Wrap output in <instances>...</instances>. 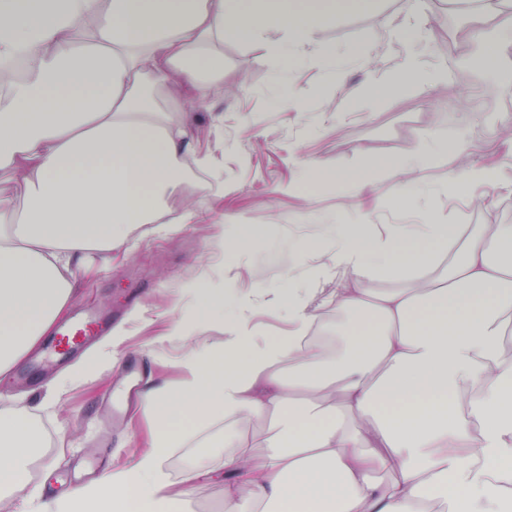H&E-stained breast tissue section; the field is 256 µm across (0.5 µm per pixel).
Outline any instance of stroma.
<instances>
[{
    "label": "stroma",
    "instance_id": "stroma-1",
    "mask_svg": "<svg viewBox=\"0 0 512 512\" xmlns=\"http://www.w3.org/2000/svg\"><path fill=\"white\" fill-rule=\"evenodd\" d=\"M417 14L427 28L419 62L425 70L448 73L447 87L400 92L370 106L359 102L369 68L391 73L407 52L394 35L403 21L399 0H371L365 10L341 15L322 31L324 40L345 51L344 79L334 85L310 66L280 76L278 63L254 45L225 43L224 91L213 99L212 112L193 118L224 184L219 205L225 219L258 225L262 235L224 252L214 243L219 229L209 214L175 228L148 225L110 266L78 276L70 314L115 313L117 337L103 336L91 345V352H109L95 372L74 375V361L59 365L36 349L0 378V397L30 411L43 433L26 486L9 499L11 512L32 508V489L45 499L57 496L88 484L83 466L109 470L145 447L149 423L137 399L125 403L116 424L112 392L129 360L142 364L143 381L181 378L183 342L169 327L195 308L190 284L223 287L226 319L259 326L269 336L287 330L288 315L274 310L273 301L307 276L311 252L324 244L325 225L351 221L348 200L332 174L356 154L385 164L433 137L464 146L471 163L497 162L503 173V188L471 186L453 198L442 186L455 175L457 162L444 158L431 163L427 187L409 207L391 196L389 181L369 173L367 198L377 208L378 223L421 224L439 210L457 224H512V143L492 135L503 114L512 113V68L486 72L480 46L465 40L459 17L444 0H423ZM478 84L486 87L482 104L462 111L453 89L470 93ZM134 292L139 300L132 305ZM223 434L218 422L201 435H188L164 463L169 480L185 493L186 512H213L224 500L223 483L188 479L184 467L186 458L209 444L215 467L223 468L224 451L216 446Z\"/></svg>",
    "mask_w": 512,
    "mask_h": 512
}]
</instances>
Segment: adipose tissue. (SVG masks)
<instances>
[{
  "label": "adipose tissue",
  "mask_w": 512,
  "mask_h": 512,
  "mask_svg": "<svg viewBox=\"0 0 512 512\" xmlns=\"http://www.w3.org/2000/svg\"><path fill=\"white\" fill-rule=\"evenodd\" d=\"M367 0H0V172L22 204L0 195V376L64 319L74 272L109 264L146 224L197 223L174 194L222 195L193 173L211 164L194 112L224 87V42L255 43L291 68L308 55L332 83L343 73L320 32ZM496 22L490 69L512 65V0H474ZM29 63L18 76L13 62ZM408 56L395 78L363 93L444 85ZM432 139L387 165L356 158L338 175L354 224L328 225L310 266L313 287L278 297L290 328L264 336L230 326L221 344H193L224 315V291H203L170 333L190 339L184 375L146 389L149 446L94 483L37 512H183L163 464L188 431L223 421L224 512H505L512 503V225L378 224L360 198L377 168L411 203ZM454 155L469 183L502 186L493 164ZM269 420L263 449L246 424ZM41 428L0 398V502L20 486ZM391 473L379 481L378 471Z\"/></svg>",
  "instance_id": "1"
}]
</instances>
